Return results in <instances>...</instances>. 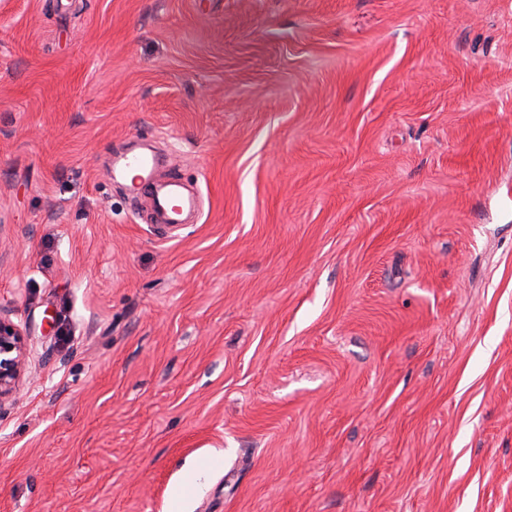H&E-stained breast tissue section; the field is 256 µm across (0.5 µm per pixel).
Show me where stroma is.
<instances>
[{
    "mask_svg": "<svg viewBox=\"0 0 512 512\" xmlns=\"http://www.w3.org/2000/svg\"><path fill=\"white\" fill-rule=\"evenodd\" d=\"M0 309V512H512V0H0ZM119 166L123 177L135 173L129 185V198L150 207L153 224H186L199 211L198 194L180 178H159L158 159L153 154L129 153L112 159V174ZM28 336L26 327L3 316L0 309V410L12 400L23 382Z\"/></svg>",
    "mask_w": 512,
    "mask_h": 512,
    "instance_id": "stroma-1",
    "label": "stroma"
}]
</instances>
